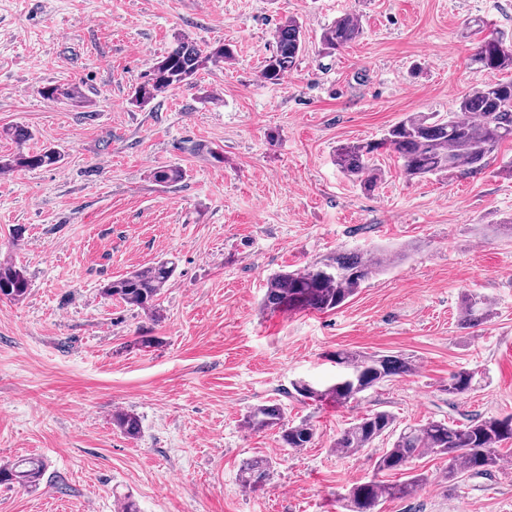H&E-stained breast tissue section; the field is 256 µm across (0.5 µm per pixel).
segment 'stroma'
<instances>
[{
    "instance_id": "stroma-1",
    "label": "stroma",
    "mask_w": 512,
    "mask_h": 512,
    "mask_svg": "<svg viewBox=\"0 0 512 512\" xmlns=\"http://www.w3.org/2000/svg\"><path fill=\"white\" fill-rule=\"evenodd\" d=\"M356 13L365 34L328 55L321 36ZM301 23L307 49L277 85L261 77L275 27ZM512 34V0H0V155L49 144L62 164L0 175V259L25 267L29 291L0 299V464L39 456V489L0 485V512H346L343 496L375 479L385 441L355 455L331 448L368 411L399 425L454 424L512 413V142L484 169L409 180L396 157H378L373 193L339 172L337 145L375 140L406 115L453 110L489 78L470 58L471 22ZM184 36L229 43L232 64L200 73L143 108L133 84ZM73 83L85 101L43 98ZM184 179L163 186L154 168ZM396 253L357 295L326 313L260 312L281 269L337 251ZM177 268L161 298L164 318L102 295L104 284L159 260ZM487 296L491 319L461 321L464 291ZM151 336L150 348L139 345ZM407 354L413 374L357 402L303 400L304 380L324 386L336 351ZM462 368L480 387L452 397ZM282 403L311 421L314 443L281 448L253 432L245 412ZM136 413L141 433L112 424ZM268 456L259 491L239 469ZM429 477L413 497L378 512H512V466L454 481L447 458L413 464Z\"/></svg>"
}]
</instances>
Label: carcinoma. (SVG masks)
I'll return each mask as SVG.
<instances>
[{"label": "carcinoma", "instance_id": "carcinoma-1", "mask_svg": "<svg viewBox=\"0 0 512 512\" xmlns=\"http://www.w3.org/2000/svg\"><path fill=\"white\" fill-rule=\"evenodd\" d=\"M476 34L482 35L471 64L491 74L512 72V36L498 31L484 34L485 24L474 21ZM364 35L359 18L344 13L322 33V44L337 51L358 41ZM274 46L262 65L261 76L270 84L279 83L292 69L305 50L301 25L288 20L273 33ZM235 59L231 45L200 44L180 37L165 55L156 60L142 81L133 88L131 101L143 106L160 94L189 84L197 75ZM40 93L47 99L75 101L82 97L73 84L48 85ZM512 141V78L490 80L472 88L458 98L456 109L448 114L418 112L391 126L383 138L355 141L336 148L334 162L339 171L366 192H373L382 179L378 155L383 150L394 152L402 161V171L409 180L451 172L481 169L486 157L501 143ZM61 151L47 146L36 153L19 151L0 159V174L22 169H38L60 164ZM159 184L172 185L183 178L177 166H161L152 173ZM384 268L375 254L360 255L336 252L302 269L273 274L266 283L260 306L264 310L329 312L342 306L360 288ZM175 262L168 259L138 269L103 286L102 294L147 312L155 321L164 318L159 300L175 272ZM29 289L26 270L6 260L0 262V297L19 301ZM462 321L469 327L484 324L492 314V303L486 296L466 292L461 300ZM342 371L336 380L324 387L308 382L294 384L303 398L333 400L348 405L360 394L400 375H410L416 362L403 355L367 354L338 351L334 355ZM478 372L462 368L448 377L446 390L450 396L473 391ZM246 427L254 432L278 430L284 448L297 450L313 444L316 433L307 421L289 423L285 408L278 403L250 407L243 416ZM112 423L123 434L134 438L140 434L139 417L128 411L112 414ZM392 439L390 447L375 458L379 472L398 471L405 479L398 483L384 481L354 484L344 495L347 512H377V507L391 499L413 496L428 481L422 473L411 472L410 464L426 454L445 456L449 460L448 479L466 474H487L504 460L501 446L512 442V414L475 417L462 425L445 420H430L419 426H397L396 417L388 411L366 414L341 430L332 448L341 454H355L371 448L383 438ZM274 460L255 457L240 467L243 487L256 490L269 479ZM44 477L43 462L28 456L16 463L0 465V485L18 484L35 489Z\"/></svg>", "mask_w": 512, "mask_h": 512}]
</instances>
